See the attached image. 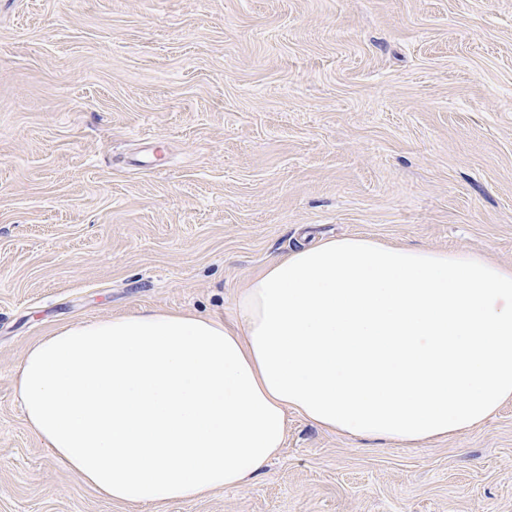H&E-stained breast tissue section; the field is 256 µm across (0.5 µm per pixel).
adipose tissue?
Listing matches in <instances>:
<instances>
[{"instance_id": "1", "label": "adipose tissue", "mask_w": 512, "mask_h": 512, "mask_svg": "<svg viewBox=\"0 0 512 512\" xmlns=\"http://www.w3.org/2000/svg\"><path fill=\"white\" fill-rule=\"evenodd\" d=\"M30 432L103 498L196 501L259 477L287 415L416 445L512 400V266L353 235L300 243L232 322L142 309L65 324L15 379Z\"/></svg>"}]
</instances>
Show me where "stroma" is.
<instances>
[{
  "instance_id": "obj_1",
  "label": "stroma",
  "mask_w": 512,
  "mask_h": 512,
  "mask_svg": "<svg viewBox=\"0 0 512 512\" xmlns=\"http://www.w3.org/2000/svg\"><path fill=\"white\" fill-rule=\"evenodd\" d=\"M512 265V0H0V512H512V402L418 446L289 412L247 486L101 498L27 429L57 327L231 320L304 240Z\"/></svg>"
}]
</instances>
